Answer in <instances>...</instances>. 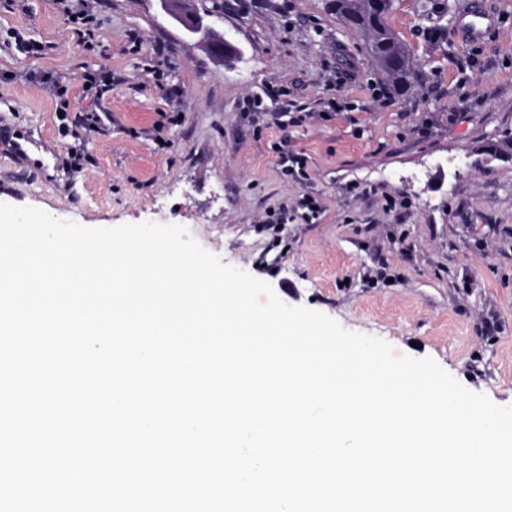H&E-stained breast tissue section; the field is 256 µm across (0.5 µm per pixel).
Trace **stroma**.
<instances>
[{"label":"stroma","mask_w":512,"mask_h":512,"mask_svg":"<svg viewBox=\"0 0 512 512\" xmlns=\"http://www.w3.org/2000/svg\"><path fill=\"white\" fill-rule=\"evenodd\" d=\"M217 1L232 60L158 0H85L84 37L59 0H0V203L183 226L285 304L512 406V160L487 150L512 132V0H485L496 23L474 44L452 31L466 0H392L418 63L399 97L327 0ZM266 87L278 102L256 104Z\"/></svg>","instance_id":"stroma-1"}]
</instances>
